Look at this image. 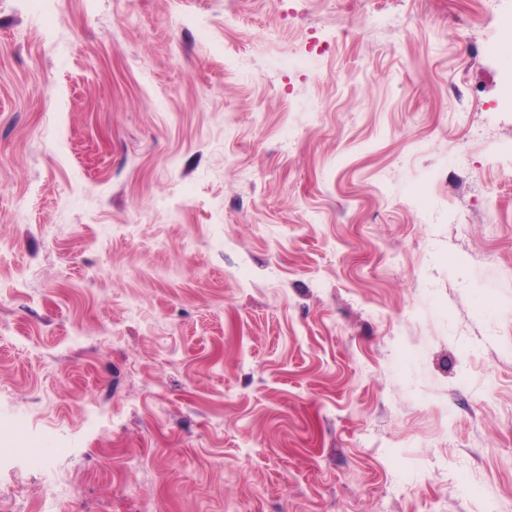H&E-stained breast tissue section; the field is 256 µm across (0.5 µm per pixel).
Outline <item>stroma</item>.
Segmentation results:
<instances>
[{"mask_svg":"<svg viewBox=\"0 0 512 512\" xmlns=\"http://www.w3.org/2000/svg\"><path fill=\"white\" fill-rule=\"evenodd\" d=\"M1 424L0 512H512V0H0Z\"/></svg>","mask_w":512,"mask_h":512,"instance_id":"35a3bbf8","label":"stroma"}]
</instances>
